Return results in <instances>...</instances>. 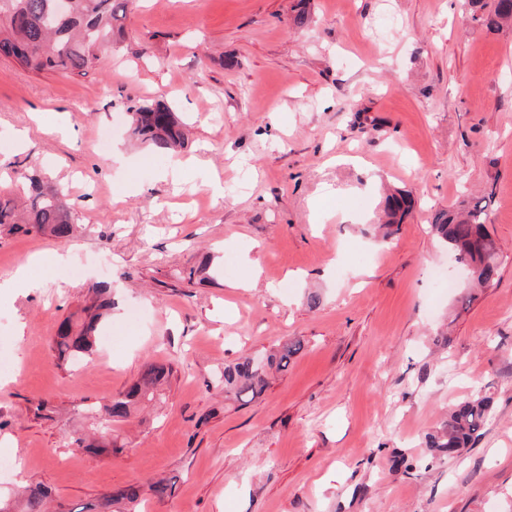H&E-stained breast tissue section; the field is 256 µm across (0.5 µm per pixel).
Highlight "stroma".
Returning a JSON list of instances; mask_svg holds the SVG:
<instances>
[{"label": "stroma", "mask_w": 512, "mask_h": 512, "mask_svg": "<svg viewBox=\"0 0 512 512\" xmlns=\"http://www.w3.org/2000/svg\"><path fill=\"white\" fill-rule=\"evenodd\" d=\"M294 16V0H129L127 38L84 75L0 60V185L37 166L81 226L67 242L0 227V276L45 258L43 288L0 297L16 364L0 453L24 463L1 489L44 484L51 512L157 479L174 493L141 512H512V36L468 26L464 0ZM156 100L188 125L178 184L131 133L130 105ZM107 133L124 164L102 155ZM488 187L498 282L463 309L468 273L429 224ZM388 189L421 205L385 240ZM96 282L111 341L58 360V325ZM287 338L303 348L264 394L226 400L225 365ZM150 362L173 374L114 424L123 453L74 450ZM476 395L493 403L478 442L431 457L426 435Z\"/></svg>", "instance_id": "1"}]
</instances>
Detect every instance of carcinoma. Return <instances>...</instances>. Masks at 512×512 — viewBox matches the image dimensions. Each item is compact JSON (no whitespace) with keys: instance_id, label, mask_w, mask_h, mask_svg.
I'll use <instances>...</instances> for the list:
<instances>
[{"instance_id":"obj_1","label":"carcinoma","mask_w":512,"mask_h":512,"mask_svg":"<svg viewBox=\"0 0 512 512\" xmlns=\"http://www.w3.org/2000/svg\"><path fill=\"white\" fill-rule=\"evenodd\" d=\"M472 7L470 23L490 32L512 31V0H467ZM126 0H73L71 10L59 14L54 0H0V58L15 61L33 72H54L63 76L82 75L98 60V53L112 45V34L122 29ZM132 134L152 145L160 153H168L184 145L185 125L163 101L134 104ZM27 201L18 206L15 199L0 195V226L9 224L25 228V232L48 233L59 241H67L77 221L76 204L66 200L64 188L54 186L34 172L25 176ZM493 189L474 197L457 208L442 209L433 215L431 233L453 252L467 267L476 285L488 288L497 281L499 260L497 246L486 227L485 201ZM415 200L411 194L397 191L386 197L382 210L384 236L401 224L411 213ZM89 298L81 316L67 318L59 325L52 349L60 359H73L92 351L101 323L112 311V287L95 285L88 289ZM303 348L299 339L280 343L263 364L245 356L224 367V395L228 400H254L267 387V370H286L293 356ZM171 368L150 363L126 391L101 407V429L107 442H89L82 436L74 441L82 444L89 455H112L121 452L110 436L112 423L127 419L132 410L155 399L159 388L168 381ZM492 411L488 398L477 396L460 402L448 420L425 438L431 453L452 457L472 447ZM173 484L160 479L143 486L132 484L107 497L102 506L117 512H136L144 492L162 499L171 495ZM48 490L40 483L26 486L14 510L13 498L0 496V512H48Z\"/></svg>"}]
</instances>
